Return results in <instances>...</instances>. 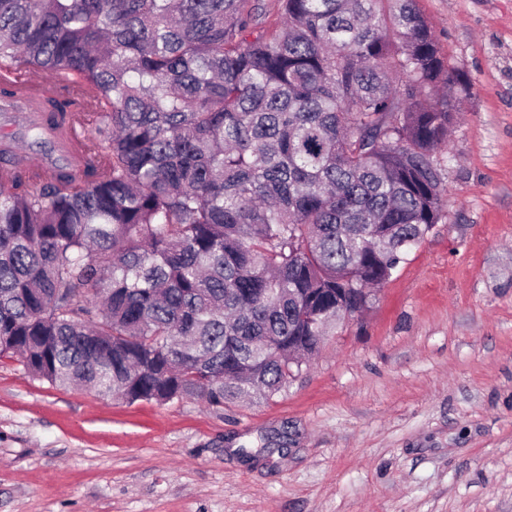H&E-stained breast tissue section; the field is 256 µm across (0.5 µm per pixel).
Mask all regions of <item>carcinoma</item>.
Wrapping results in <instances>:
<instances>
[{"label": "carcinoma", "instance_id": "obj_1", "mask_svg": "<svg viewBox=\"0 0 512 512\" xmlns=\"http://www.w3.org/2000/svg\"><path fill=\"white\" fill-rule=\"evenodd\" d=\"M39 72L89 162H0V358L52 384L268 399L444 216L418 0H0V109Z\"/></svg>", "mask_w": 512, "mask_h": 512}]
</instances>
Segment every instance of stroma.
Wrapping results in <instances>:
<instances>
[{"label": "stroma", "instance_id": "stroma-1", "mask_svg": "<svg viewBox=\"0 0 512 512\" xmlns=\"http://www.w3.org/2000/svg\"><path fill=\"white\" fill-rule=\"evenodd\" d=\"M418 5L462 112L445 216L369 310L253 403L130 404L0 360V512H512V0Z\"/></svg>", "mask_w": 512, "mask_h": 512}]
</instances>
